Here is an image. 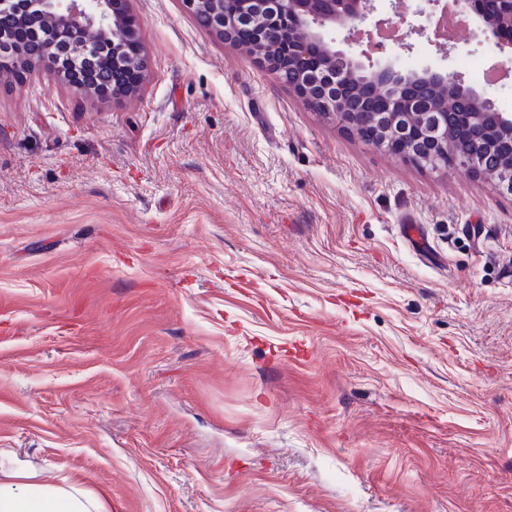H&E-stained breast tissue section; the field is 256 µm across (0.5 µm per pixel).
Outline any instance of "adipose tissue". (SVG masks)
I'll return each mask as SVG.
<instances>
[{"label":"adipose tissue","instance_id":"1","mask_svg":"<svg viewBox=\"0 0 512 512\" xmlns=\"http://www.w3.org/2000/svg\"><path fill=\"white\" fill-rule=\"evenodd\" d=\"M0 512H106L101 497L79 484L46 480L43 471L0 460Z\"/></svg>","mask_w":512,"mask_h":512}]
</instances>
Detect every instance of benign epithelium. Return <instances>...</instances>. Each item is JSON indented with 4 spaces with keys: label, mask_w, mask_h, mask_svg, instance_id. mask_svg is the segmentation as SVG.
Wrapping results in <instances>:
<instances>
[{
    "label": "benign epithelium",
    "mask_w": 512,
    "mask_h": 512,
    "mask_svg": "<svg viewBox=\"0 0 512 512\" xmlns=\"http://www.w3.org/2000/svg\"><path fill=\"white\" fill-rule=\"evenodd\" d=\"M455 2L458 13L476 21L480 35L494 39L501 49H512V38L504 36V31L512 30V0ZM183 3L195 15H207L210 31L227 43H234L242 25H247L253 33V57L276 75L281 71L279 55L291 59L303 44L320 45L328 57L340 62L343 71L359 78L357 88L368 93L382 89L385 111L371 114L370 123L377 127V132L370 145L426 167L445 168L459 164L500 191L512 194V159L489 174L482 169L480 155L474 150L459 143L448 149V132L438 115L439 101L422 108L415 100L414 91L422 83H437L451 91L452 96L465 106V112L461 113L463 120L478 136L486 132L489 124L512 136L511 112L498 111L493 100L467 84L455 71L424 68L408 72L390 62L380 64L374 61V54L364 50L356 55L338 50L334 41L325 37L326 32L336 28L350 32L369 29V22L377 11L376 0H244L246 10L241 18L224 13V0H183ZM0 11L16 13L24 27L32 30L41 21L61 19L72 45L81 43L88 28L108 31L114 44V69L121 65L118 47L140 43L134 18L118 13L115 0H0ZM285 14L294 20V29L286 38L278 28V18ZM384 23L385 20L379 19L374 22V27ZM363 57L369 65L363 64ZM289 88L341 128L352 129V112L336 91V73H303ZM419 143L429 146L422 158L416 152Z\"/></svg>",
    "instance_id": "obj_1"
}]
</instances>
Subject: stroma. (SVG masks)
<instances>
[{"mask_svg":"<svg viewBox=\"0 0 512 512\" xmlns=\"http://www.w3.org/2000/svg\"><path fill=\"white\" fill-rule=\"evenodd\" d=\"M127 7L130 96L0 73V452L109 512H512V195ZM390 20L385 59L512 113L472 18Z\"/></svg>","mask_w":512,"mask_h":512,"instance_id":"obj_1","label":"stroma"}]
</instances>
